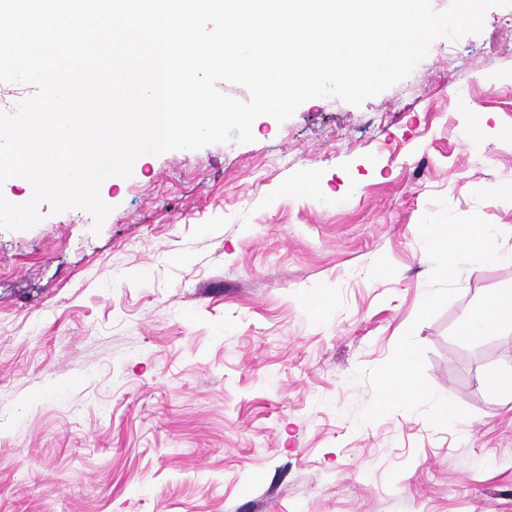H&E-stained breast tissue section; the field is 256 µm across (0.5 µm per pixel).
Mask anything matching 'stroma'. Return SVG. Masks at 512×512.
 <instances>
[{"label":"stroma","instance_id":"stroma-1","mask_svg":"<svg viewBox=\"0 0 512 512\" xmlns=\"http://www.w3.org/2000/svg\"><path fill=\"white\" fill-rule=\"evenodd\" d=\"M510 14L361 106L313 98L253 142L147 156L101 185L102 227L45 203L0 229V512H512V410L483 381L512 332L459 335L512 265H468L414 322L437 198L512 250ZM409 329L469 431L359 424L357 371Z\"/></svg>","mask_w":512,"mask_h":512}]
</instances>
